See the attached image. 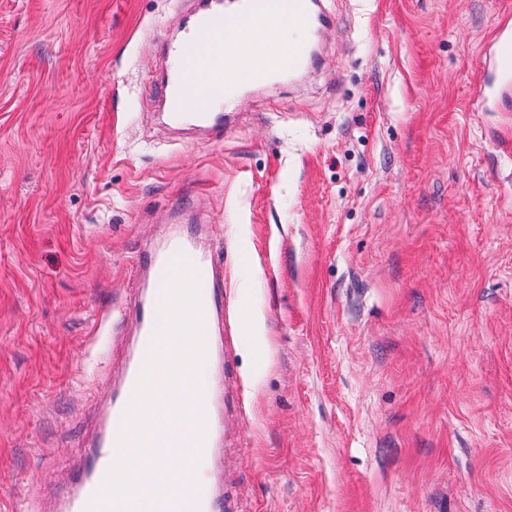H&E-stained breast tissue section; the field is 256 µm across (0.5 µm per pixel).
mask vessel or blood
Returning a JSON list of instances; mask_svg holds the SVG:
<instances>
[{"mask_svg": "<svg viewBox=\"0 0 512 512\" xmlns=\"http://www.w3.org/2000/svg\"><path fill=\"white\" fill-rule=\"evenodd\" d=\"M232 12H225L222 0H209L198 11L179 42L166 50L163 68L166 81L161 95L168 119L178 126L223 128L224 116L215 105L239 71L248 62L225 52L227 43L247 33L272 37L274 23L309 24L313 11L309 0H235ZM250 69V68H249ZM512 90V26L500 25L485 53L475 105L482 111L499 106ZM186 257L198 271L204 322L224 309V290L219 284L220 268L212 255L198 252L192 237L168 234L161 247L148 251L145 271L151 287L137 293L119 310L100 311L98 325L110 334L123 333L126 324L135 328L134 343L123 365L118 383L95 390L84 402L94 417L93 431L80 439L71 456L74 466L64 487L53 489L54 512H85L102 488L106 472L116 457V441L124 412L137 391L153 334L160 323L158 307L166 290L170 270L177 257ZM206 356L212 362L213 378L204 394L206 437L203 454L215 460L223 434L221 406L224 401V339L207 335ZM224 499V479L211 468L201 483L200 512H213Z\"/></svg>", "mask_w": 512, "mask_h": 512, "instance_id": "vessel-or-blood-1", "label": "vessel or blood"}]
</instances>
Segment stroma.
Here are the masks:
<instances>
[{
	"mask_svg": "<svg viewBox=\"0 0 512 512\" xmlns=\"http://www.w3.org/2000/svg\"><path fill=\"white\" fill-rule=\"evenodd\" d=\"M194 7L0 0V512H43L124 358L96 314L178 226L224 269L225 501L512 512V95L474 105L512 0H321L218 137L150 106Z\"/></svg>",
	"mask_w": 512,
	"mask_h": 512,
	"instance_id": "obj_1",
	"label": "stroma"
}]
</instances>
